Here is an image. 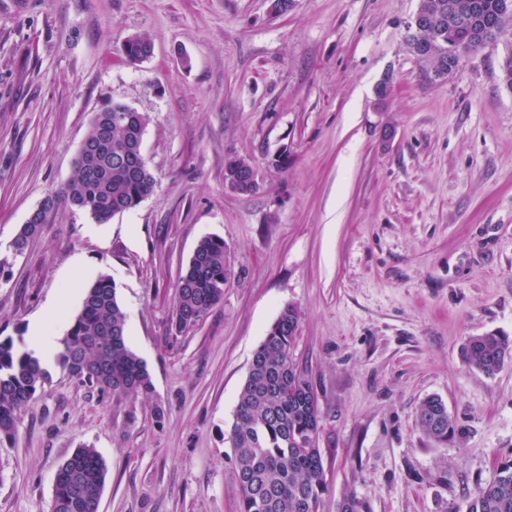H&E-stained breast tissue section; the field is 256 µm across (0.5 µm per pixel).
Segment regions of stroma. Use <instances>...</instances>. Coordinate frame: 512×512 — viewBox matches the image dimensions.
Instances as JSON below:
<instances>
[{
	"instance_id": "1",
	"label": "stroma",
	"mask_w": 512,
	"mask_h": 512,
	"mask_svg": "<svg viewBox=\"0 0 512 512\" xmlns=\"http://www.w3.org/2000/svg\"><path fill=\"white\" fill-rule=\"evenodd\" d=\"M419 5L0 0V338L25 349L34 316L66 336L74 275L106 274L153 382L117 398L49 366L0 444V512H51L59 467L85 444L108 468L99 512H236L228 433L289 304L322 413L320 512L348 492L368 512H468L512 453V361L488 377L462 357L469 336L512 337V91L499 46L425 79L405 44ZM135 35L153 52L131 63ZM111 101L149 116L155 192L102 224L60 206L14 255ZM234 156L256 170L253 193L227 186ZM205 236L224 239L231 279L175 338V286ZM431 395L465 429L445 448L416 424Z\"/></svg>"
}]
</instances>
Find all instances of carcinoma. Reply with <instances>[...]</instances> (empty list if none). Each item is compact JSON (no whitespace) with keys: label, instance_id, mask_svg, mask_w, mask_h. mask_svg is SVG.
<instances>
[{"label":"carcinoma","instance_id":"carcinoma-1","mask_svg":"<svg viewBox=\"0 0 512 512\" xmlns=\"http://www.w3.org/2000/svg\"><path fill=\"white\" fill-rule=\"evenodd\" d=\"M419 11L428 24L410 29L409 51L435 80L452 79L464 59L512 37V0H421ZM129 62L151 53L150 41L133 36L124 45ZM502 84L512 91V44L499 61ZM148 117L126 105H109L94 114L79 148L72 179L50 192L30 223L12 242L20 255L48 215L64 202L88 212L97 222L138 206L155 191L157 181L138 153ZM248 162L228 160L224 176L249 194ZM224 239H200L175 292L170 320L178 336L195 327L224 301L231 270ZM300 312L285 306L257 347L239 394L228 441L239 486L238 512H320L327 491L320 449L321 413L308 404L316 390L310 373L294 358ZM467 365L487 376L512 360V338L494 332L470 336L463 347ZM57 364L77 381L116 396L147 394L152 389L145 363L127 345L125 314L116 285L102 274L88 287L80 311L61 340ZM49 373L30 352H18L9 339L0 340V443L13 439L19 412L44 385ZM416 421L441 447L460 437L463 429L436 398L420 404ZM107 468L91 446L77 449L59 469L53 488L52 512H96ZM339 512H367L365 502L344 494ZM469 512H512V457L502 460L495 477L479 486Z\"/></svg>","mask_w":512,"mask_h":512}]
</instances>
